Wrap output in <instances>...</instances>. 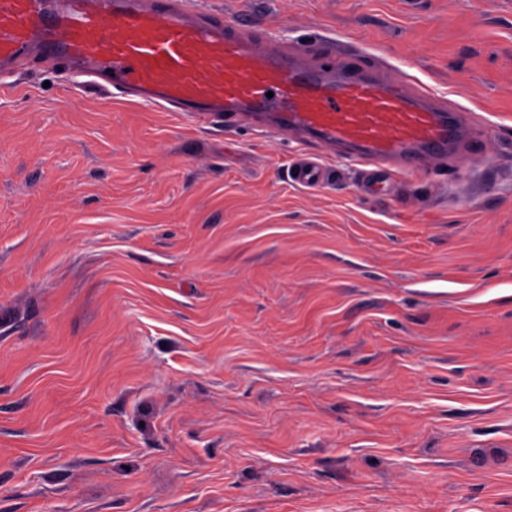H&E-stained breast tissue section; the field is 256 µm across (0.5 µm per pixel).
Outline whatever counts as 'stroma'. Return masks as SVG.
<instances>
[{
	"label": "stroma",
	"mask_w": 512,
	"mask_h": 512,
	"mask_svg": "<svg viewBox=\"0 0 512 512\" xmlns=\"http://www.w3.org/2000/svg\"><path fill=\"white\" fill-rule=\"evenodd\" d=\"M459 108L363 193L32 58L0 96V512H512V0H187Z\"/></svg>",
	"instance_id": "35a3bbf8"
}]
</instances>
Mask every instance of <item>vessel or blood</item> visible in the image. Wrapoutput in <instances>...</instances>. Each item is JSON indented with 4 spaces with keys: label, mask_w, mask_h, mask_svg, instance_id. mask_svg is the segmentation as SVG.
<instances>
[{
    "label": "vessel or blood",
    "mask_w": 512,
    "mask_h": 512,
    "mask_svg": "<svg viewBox=\"0 0 512 512\" xmlns=\"http://www.w3.org/2000/svg\"><path fill=\"white\" fill-rule=\"evenodd\" d=\"M259 39V26L184 0H0V81L33 49L64 56L87 82L142 105L214 125L249 115L261 130L338 148L385 174L376 195L389 176L414 177L466 144L456 109L429 90L386 85L374 69L316 67L304 47L262 56ZM327 178L322 155L296 161V184L316 189Z\"/></svg>",
    "instance_id": "obj_1"
}]
</instances>
